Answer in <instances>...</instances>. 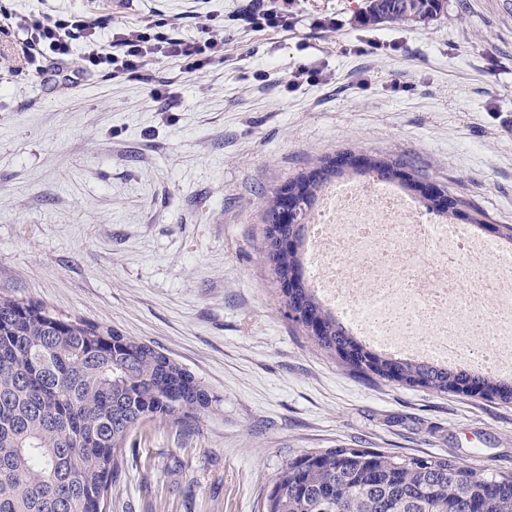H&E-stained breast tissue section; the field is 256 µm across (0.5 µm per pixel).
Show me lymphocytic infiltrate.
Returning <instances> with one entry per match:
<instances>
[{"label":"lymphocytic infiltrate","instance_id":"f902f5d3","mask_svg":"<svg viewBox=\"0 0 512 512\" xmlns=\"http://www.w3.org/2000/svg\"><path fill=\"white\" fill-rule=\"evenodd\" d=\"M292 0H248L240 17L253 28L287 27ZM108 16L89 13H38L16 15L0 11V24L17 31L28 65L46 74V62L55 66L77 64L80 71H103L112 77L136 75L156 60L173 59L189 71H202L224 60V24L206 18L191 36L180 34L175 18L161 15L138 24L113 29L110 40L99 37L110 28ZM82 44L80 58H73L74 44Z\"/></svg>","mask_w":512,"mask_h":512}]
</instances>
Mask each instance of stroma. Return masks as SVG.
<instances>
[{
	"label": "stroma",
	"instance_id": "stroma-1",
	"mask_svg": "<svg viewBox=\"0 0 512 512\" xmlns=\"http://www.w3.org/2000/svg\"><path fill=\"white\" fill-rule=\"evenodd\" d=\"M118 24L224 20V61L160 59L175 108L139 77L13 68L0 33V295L152 344L215 400L193 426L147 421L107 512H259L281 465L312 449L451 457L512 472V404L367 380L309 343L266 257L263 211L349 155L396 160L464 200L479 236L512 226V0H448L428 23L366 24L365 0H295L284 31L242 0H6ZM332 20L334 28L323 27ZM328 79L290 86L292 71Z\"/></svg>",
	"mask_w": 512,
	"mask_h": 512
}]
</instances>
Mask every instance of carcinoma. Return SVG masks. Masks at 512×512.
Instances as JSON below:
<instances>
[{"instance_id": "obj_1", "label": "carcinoma", "mask_w": 512, "mask_h": 512, "mask_svg": "<svg viewBox=\"0 0 512 512\" xmlns=\"http://www.w3.org/2000/svg\"><path fill=\"white\" fill-rule=\"evenodd\" d=\"M447 0H366L369 23L428 22ZM343 170L325 161L288 184L310 209ZM266 222L293 238L273 259L288 310L319 321L310 340L359 376L483 394L512 403V381L485 371L377 352L329 312L304 279V227ZM213 397L182 365L134 336L42 305L0 297V512H106L109 483L131 434L153 418L196 421ZM262 512H512V473L447 457L363 448L310 450L286 460Z\"/></svg>"}]
</instances>
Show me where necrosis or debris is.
I'll use <instances>...</instances> for the list:
<instances>
[{"label": "necrosis or debris", "instance_id": "1", "mask_svg": "<svg viewBox=\"0 0 512 512\" xmlns=\"http://www.w3.org/2000/svg\"><path fill=\"white\" fill-rule=\"evenodd\" d=\"M307 229L306 279L366 343L512 373V251L468 226L426 221L400 188L323 190ZM496 297L488 308L487 297Z\"/></svg>", "mask_w": 512, "mask_h": 512}]
</instances>
